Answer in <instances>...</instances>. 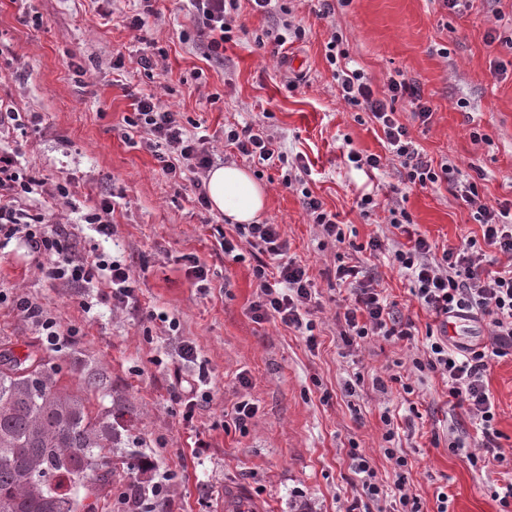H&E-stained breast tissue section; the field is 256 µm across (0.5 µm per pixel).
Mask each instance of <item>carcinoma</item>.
<instances>
[{
    "instance_id": "obj_1",
    "label": "carcinoma",
    "mask_w": 512,
    "mask_h": 512,
    "mask_svg": "<svg viewBox=\"0 0 512 512\" xmlns=\"http://www.w3.org/2000/svg\"><path fill=\"white\" fill-rule=\"evenodd\" d=\"M99 388L94 377L62 384L43 356L0 354V512H95L125 477L147 472L112 422L116 404L90 409Z\"/></svg>"
}]
</instances>
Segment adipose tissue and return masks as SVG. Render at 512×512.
Returning <instances> with one entry per match:
<instances>
[{
  "label": "adipose tissue",
  "mask_w": 512,
  "mask_h": 512,
  "mask_svg": "<svg viewBox=\"0 0 512 512\" xmlns=\"http://www.w3.org/2000/svg\"><path fill=\"white\" fill-rule=\"evenodd\" d=\"M213 209L223 212L235 224L258 221L265 207V190L250 173L236 166L214 168L207 180Z\"/></svg>",
  "instance_id": "obj_1"
}]
</instances>
